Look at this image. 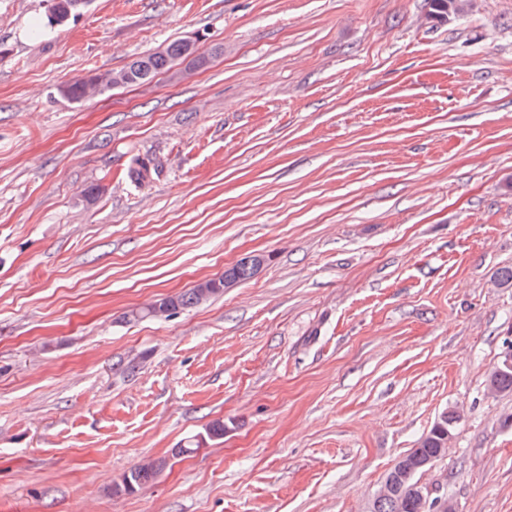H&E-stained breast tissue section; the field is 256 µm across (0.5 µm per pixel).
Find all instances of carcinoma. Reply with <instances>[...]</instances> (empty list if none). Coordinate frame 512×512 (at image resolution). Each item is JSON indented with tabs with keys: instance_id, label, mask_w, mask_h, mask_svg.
<instances>
[{
	"instance_id": "obj_1",
	"label": "carcinoma",
	"mask_w": 512,
	"mask_h": 512,
	"mask_svg": "<svg viewBox=\"0 0 512 512\" xmlns=\"http://www.w3.org/2000/svg\"><path fill=\"white\" fill-rule=\"evenodd\" d=\"M191 59V64L200 67L206 58L198 53L187 40H177L165 47L133 59L127 69L131 70L137 83H144L156 74L167 71L178 60ZM91 87L90 76L76 77L59 88V94L71 101H82L89 97ZM255 275L249 257L240 259L234 266L224 271V276L210 279L204 288H190L178 295L165 298L166 317H171L180 310L192 308L211 298L224 293V278H232L236 282H244ZM488 386L494 392H512V367L492 370ZM455 417L442 413L430 430L418 442V446L400 456L394 466L384 477V482L390 485L387 495L376 499L370 512H416V490L414 484L405 477L406 470L421 461L438 457L439 449L448 442V432L455 431ZM163 463L150 461L132 468L124 474L120 483L114 487L117 494H133L143 487L155 482L162 470Z\"/></svg>"
}]
</instances>
